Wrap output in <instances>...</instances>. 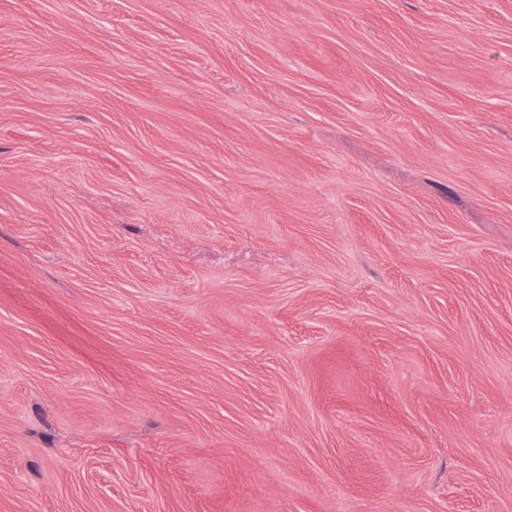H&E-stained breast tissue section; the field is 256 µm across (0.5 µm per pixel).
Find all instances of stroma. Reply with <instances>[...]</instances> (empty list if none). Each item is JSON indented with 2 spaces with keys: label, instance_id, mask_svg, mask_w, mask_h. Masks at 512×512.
<instances>
[{
  "label": "stroma",
  "instance_id": "stroma-1",
  "mask_svg": "<svg viewBox=\"0 0 512 512\" xmlns=\"http://www.w3.org/2000/svg\"><path fill=\"white\" fill-rule=\"evenodd\" d=\"M0 512H512V0H0Z\"/></svg>",
  "mask_w": 512,
  "mask_h": 512
}]
</instances>
